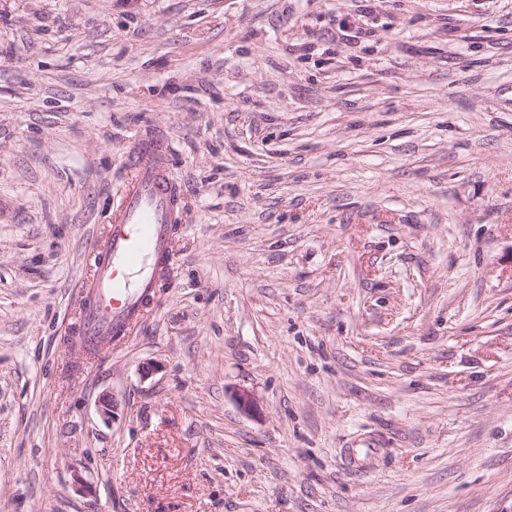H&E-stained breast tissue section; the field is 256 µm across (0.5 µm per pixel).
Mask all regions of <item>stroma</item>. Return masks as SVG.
<instances>
[{
	"label": "stroma",
	"mask_w": 512,
	"mask_h": 512,
	"mask_svg": "<svg viewBox=\"0 0 512 512\" xmlns=\"http://www.w3.org/2000/svg\"><path fill=\"white\" fill-rule=\"evenodd\" d=\"M138 129L178 263L80 353ZM0 512H512V0H0Z\"/></svg>",
	"instance_id": "1"
}]
</instances>
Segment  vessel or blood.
<instances>
[{
    "instance_id": "obj_1",
    "label": "vessel or blood",
    "mask_w": 512,
    "mask_h": 512,
    "mask_svg": "<svg viewBox=\"0 0 512 512\" xmlns=\"http://www.w3.org/2000/svg\"><path fill=\"white\" fill-rule=\"evenodd\" d=\"M131 145L133 175L91 252L82 283L86 297L73 341L78 348L134 334L176 264L171 229L182 222L185 205L170 169L171 143L142 131Z\"/></svg>"
}]
</instances>
